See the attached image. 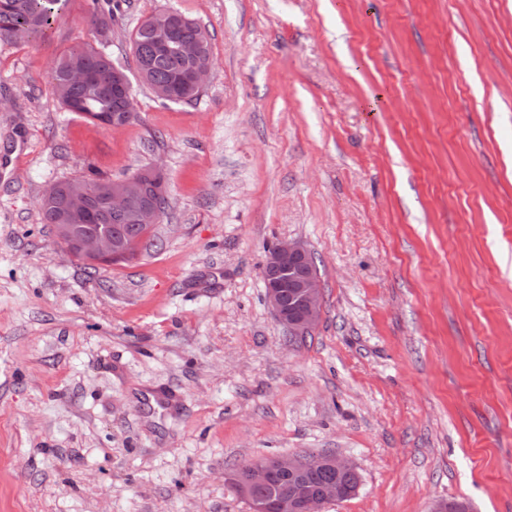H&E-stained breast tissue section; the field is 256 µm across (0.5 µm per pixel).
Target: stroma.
Wrapping results in <instances>:
<instances>
[{"label":"stroma","instance_id":"1","mask_svg":"<svg viewBox=\"0 0 512 512\" xmlns=\"http://www.w3.org/2000/svg\"><path fill=\"white\" fill-rule=\"evenodd\" d=\"M118 4L122 128L51 81L90 0L0 45V512H252L240 468L324 453L359 485L321 512H512V0ZM165 9L210 37L189 104L137 76ZM154 162L135 258L89 269L41 222L53 183ZM282 240L323 290L301 342L264 300Z\"/></svg>","mask_w":512,"mask_h":512}]
</instances>
